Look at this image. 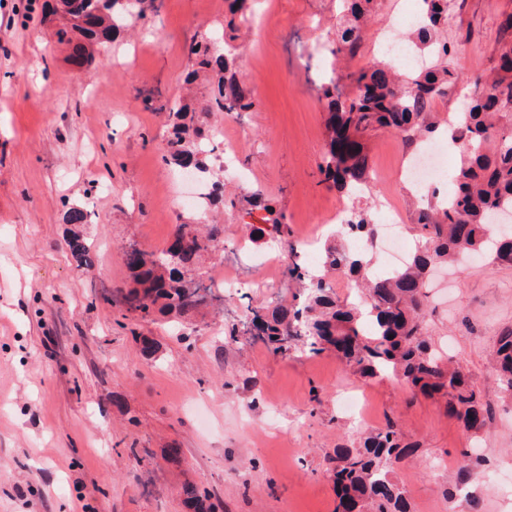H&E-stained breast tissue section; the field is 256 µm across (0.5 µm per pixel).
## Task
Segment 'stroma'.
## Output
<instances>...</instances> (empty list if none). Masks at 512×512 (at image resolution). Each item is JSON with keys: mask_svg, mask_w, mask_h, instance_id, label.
Instances as JSON below:
<instances>
[{"mask_svg": "<svg viewBox=\"0 0 512 512\" xmlns=\"http://www.w3.org/2000/svg\"><path fill=\"white\" fill-rule=\"evenodd\" d=\"M249 3L255 22L239 33L235 72L257 107L206 127L238 143L224 157L236 204L211 211L224 226V253L193 267L203 285L223 274L241 284L222 290L215 307L133 331L106 301L131 280L122 246L160 250L178 225L203 219L181 201L182 173L163 158L165 117L155 106L207 98V81L184 82L189 47L216 31L224 0H156L150 29L88 58L56 41L55 0H0V512H188V481L209 490L215 512H335L325 456L390 420L417 446L397 466L410 512H461L448 491L465 449L483 460L480 512H512V497L488 483L512 480V393L488 362L499 330L512 324V266L459 262L434 289L428 317L435 344L447 346L492 406L483 434L464 431L439 401L346 370L335 354L282 357L231 337L249 307L292 304L296 291L287 278L275 291L263 288L258 264L280 244L248 241L265 213L249 209L245 195L260 191L285 214L298 262L316 275L317 250L334 240L345 202L318 170L341 2ZM418 6L374 0L358 65L381 61L379 40ZM507 13L512 0H464L454 15L462 80L434 102L436 120L467 111L470 81L496 64ZM366 145L382 180L357 205L376 224L390 198L414 224L419 196L397 177L405 146L386 132ZM72 207L87 212L86 223L66 222ZM75 232L93 246L92 273L70 251ZM346 393L364 397L367 424L341 409Z\"/></svg>", "mask_w": 512, "mask_h": 512, "instance_id": "obj_1", "label": "stroma"}]
</instances>
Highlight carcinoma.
I'll use <instances>...</instances> for the list:
<instances>
[{"label":"carcinoma","mask_w":512,"mask_h":512,"mask_svg":"<svg viewBox=\"0 0 512 512\" xmlns=\"http://www.w3.org/2000/svg\"><path fill=\"white\" fill-rule=\"evenodd\" d=\"M146 0H60L67 25L56 31L60 43L77 32L97 44L109 36L144 25L149 20ZM373 0H345V20L336 28V56L346 60L344 72L323 87L326 100L328 147L319 165L322 182L345 194L366 182L369 157L364 138L379 130L393 133L404 145L418 146L442 134L432 120L434 101L462 80L451 66L454 39L448 36V19L456 0H420L421 23L413 32V44L426 52L430 65L414 70L406 80L395 78L381 63L357 68L352 62L360 54L364 28ZM246 0H226L222 29L228 39L202 35L194 42L196 69L212 75L213 86L205 106L196 111L188 104L163 105L166 113L164 159L180 169L199 174L206 194L198 208L206 211L224 197V185L214 180V154L204 134L202 118L214 112H252L256 103L237 81L232 67L234 47L230 41L249 22ZM497 56L511 63L495 67L473 81L471 101L463 122L452 128L460 165L453 174V191L448 200L419 210L413 226L417 238L414 254L394 273L374 274L370 260L332 243L325 246L322 268L326 273H343L360 281L366 298L361 311L342 301L324 277H312L296 261L297 247L289 238L285 215L255 192L249 205L266 212L269 224L289 259L286 275L302 285L299 303L267 305L250 309L247 324L259 330L251 336L272 353L282 357L298 347L313 354L334 352L353 373L364 378L394 379L413 394L439 399L445 409L468 432L489 428L493 411L482 391L459 366L445 360L429 337L426 322L427 288L433 269L465 255L483 254L500 265H512V228L492 227L491 217L512 213V13L500 24ZM179 225L177 236L192 235V246L170 262L174 245L147 251L130 243L122 248V259L133 273L134 286L118 290L121 316L135 322L154 320L155 315L185 316L202 306L206 297L184 280L183 269L204 253H215L224 243L221 228L211 224L204 230L187 232ZM376 225L364 213L353 210L339 237L374 238ZM70 248L80 265L93 267L91 245L79 236ZM491 359L499 380L512 391V328L496 336ZM411 445L402 440L398 425L369 433L359 445L338 448L325 458L326 470L335 478L341 512L350 501L357 512H408L405 491L395 479L397 464ZM479 459L468 458L458 468L455 489L479 482ZM183 501L192 512H210L209 492L187 483Z\"/></svg>","instance_id":"obj_1"}]
</instances>
